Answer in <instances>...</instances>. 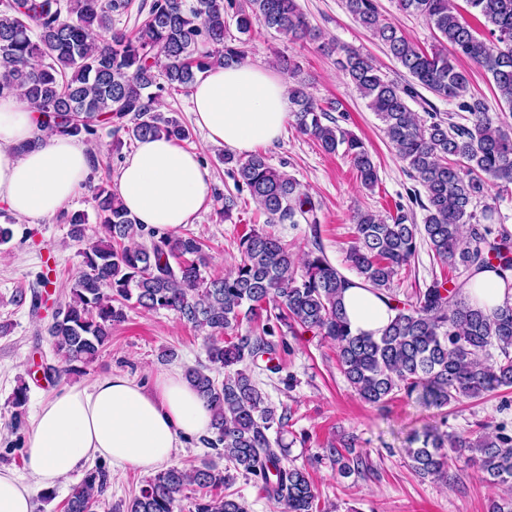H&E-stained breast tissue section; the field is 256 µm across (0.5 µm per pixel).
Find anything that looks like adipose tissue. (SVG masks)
Listing matches in <instances>:
<instances>
[{
	"label": "adipose tissue",
	"instance_id": "adipose-tissue-1",
	"mask_svg": "<svg viewBox=\"0 0 512 512\" xmlns=\"http://www.w3.org/2000/svg\"><path fill=\"white\" fill-rule=\"evenodd\" d=\"M190 98L209 141L241 155L279 141L289 119L285 85L271 69L247 63L199 74ZM41 120L19 95L0 97V206L24 224L55 215L90 171L86 148ZM117 191L136 224L171 239L214 203L200 154L163 137L137 141L120 168ZM463 294L489 312L512 305V290L491 271L477 274ZM344 305L356 333L380 335L392 316L387 298L358 281L346 289ZM211 419L177 368L157 373L149 387L112 371L91 386L65 388L35 417L25 475L0 469V512H34L36 491L57 486L94 459L108 461L116 473L165 469L185 440L208 436Z\"/></svg>",
	"mask_w": 512,
	"mask_h": 512
}]
</instances>
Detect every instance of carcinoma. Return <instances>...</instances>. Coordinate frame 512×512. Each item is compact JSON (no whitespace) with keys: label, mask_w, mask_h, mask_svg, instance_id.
Here are the masks:
<instances>
[{"label":"carcinoma","mask_w":512,"mask_h":512,"mask_svg":"<svg viewBox=\"0 0 512 512\" xmlns=\"http://www.w3.org/2000/svg\"><path fill=\"white\" fill-rule=\"evenodd\" d=\"M398 0L399 9L423 17L439 33L430 50L409 41L381 18L375 0H344L353 19L369 30L416 82L401 86L381 75L372 59L337 43L339 64L382 123L396 155L424 189L422 222L402 207L382 217L370 211L353 216L354 241L348 261L358 279L385 295L395 311L379 336L355 335L343 306L352 284L321 247L298 256L272 232L251 228L238 241L240 260L222 277H206L208 256L190 235L155 239L144 232L107 184L88 185L95 221L104 236L81 252L82 269L71 280L67 299L48 327L62 368L59 376L92 362L112 337L125 309L167 310L204 333L210 366L189 368L185 377L212 411L210 448L224 457L219 467L204 461L191 469L171 466L146 478L129 503L108 512H182L189 486L205 494L189 512H248L245 501L206 491L232 484L235 474L252 478L264 496L285 512H319L306 467L286 465L283 435L288 415L276 414L253 379L257 359L276 374L278 352L296 329L336 346L342 372L358 397L384 405L403 394L425 407H445L512 387V306L489 314L471 306L463 288L474 274L495 271L512 279V232L489 203L492 188L512 186V126L485 101L469 93V74L457 67L466 59L490 75L500 98L512 107V0ZM132 0H0V96L18 93L44 116L51 131L92 141L101 126H115L140 140L191 138L190 130L156 109L163 94L187 91L198 74L216 65L245 60L248 38L263 27L294 42L317 41L296 0H152L140 7L143 19L132 32L114 26ZM233 13L237 32L224 15ZM482 17L490 40L481 38L467 16ZM288 74V98L298 131L327 154L348 158L360 184L378 182L373 158L361 138L329 125L327 109L299 79L293 59H278ZM456 102L461 121L445 119L431 102L420 115L409 101L415 86ZM238 190H247L268 224H320L321 203L292 176L272 167L262 153L224 154ZM71 238H84L89 215L68 216ZM149 236V242L135 239ZM425 241L448 273L435 277L407 304L390 294L399 271ZM463 270L456 281L451 273ZM248 324L246 334L239 333ZM411 468L421 478L448 481V458L455 454L476 466L482 480L502 494L491 512H512V431L486 427L473 438L436 428L407 435ZM322 456L348 478L368 470L353 442L322 449ZM110 484L97 465L87 470L64 505V512H96Z\"/></svg>","instance_id":"carcinoma-1"}]
</instances>
